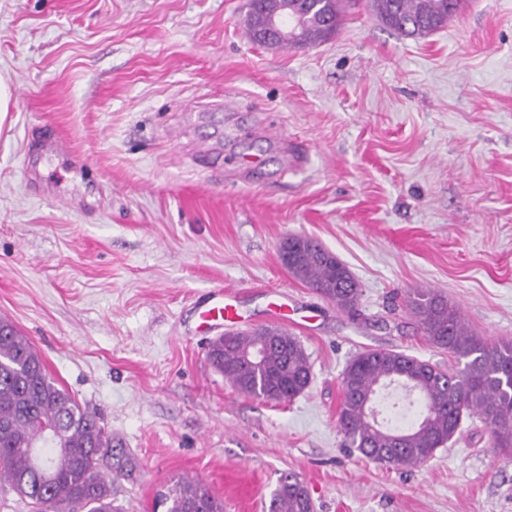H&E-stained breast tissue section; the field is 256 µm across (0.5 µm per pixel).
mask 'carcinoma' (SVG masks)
<instances>
[{
    "label": "carcinoma",
    "instance_id": "cac0c4a2",
    "mask_svg": "<svg viewBox=\"0 0 512 512\" xmlns=\"http://www.w3.org/2000/svg\"><path fill=\"white\" fill-rule=\"evenodd\" d=\"M269 0H252L246 17L250 39L267 43L258 19ZM347 0H319L313 14L297 0L301 44L332 35ZM381 20L396 33H431L467 7V0H373ZM288 269L342 312L356 310L361 291L349 269L308 237L293 238ZM409 309L428 340L448 350L463 370L443 369L396 350L367 349L343 372L339 426L349 448L391 466H419L475 416L488 427L494 448L512 447V345L490 347L473 335L456 306L431 290L411 289ZM260 347L257 364L244 360ZM207 360L239 392L268 402H289L308 387L311 365L301 342L275 328L266 334L239 332L208 344ZM394 388L417 394L421 421L391 428L368 417L365 403H377ZM122 442L101 418L84 408L48 372L30 337L0 318V486L25 499L32 512H121L115 483L134 470ZM152 512H224L201 483L181 480L158 493ZM269 512H314L308 489L284 473L271 495Z\"/></svg>",
    "mask_w": 512,
    "mask_h": 512
}]
</instances>
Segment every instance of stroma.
<instances>
[{"label": "stroma", "mask_w": 512, "mask_h": 512, "mask_svg": "<svg viewBox=\"0 0 512 512\" xmlns=\"http://www.w3.org/2000/svg\"><path fill=\"white\" fill-rule=\"evenodd\" d=\"M248 0H0V318L137 462L151 512L182 478L265 512L296 473L316 512H512V455L478 418L417 467L344 445L342 373L367 348L453 365L411 314L432 289L512 344V0L403 38L371 0L299 49L243 34ZM67 149L45 157L43 136ZM315 239L359 283L344 313L283 265ZM304 346L292 402L239 393L205 356L217 288Z\"/></svg>", "instance_id": "1"}]
</instances>
